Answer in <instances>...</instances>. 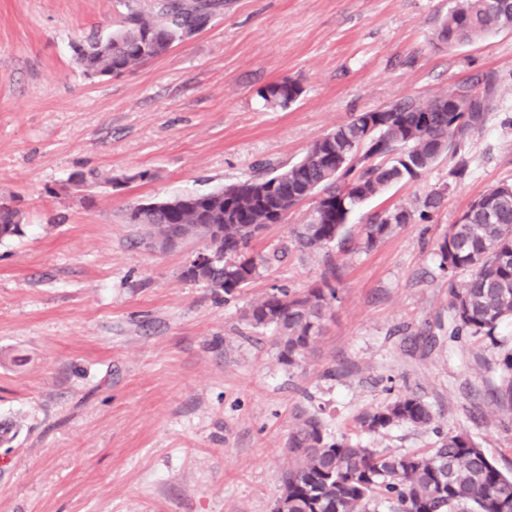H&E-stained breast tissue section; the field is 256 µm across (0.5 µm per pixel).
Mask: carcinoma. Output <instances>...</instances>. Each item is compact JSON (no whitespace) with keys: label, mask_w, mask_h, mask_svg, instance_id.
Listing matches in <instances>:
<instances>
[{"label":"carcinoma","mask_w":512,"mask_h":512,"mask_svg":"<svg viewBox=\"0 0 512 512\" xmlns=\"http://www.w3.org/2000/svg\"><path fill=\"white\" fill-rule=\"evenodd\" d=\"M157 19L132 11L124 29L102 39L92 35L73 45L88 76H121L165 54L197 32L220 0H157ZM512 29V0H456L436 33L452 48L485 34ZM302 94L299 83L274 81L260 96L270 108L286 107ZM487 96L457 87L427 101L404 97L383 112H359L351 121L315 140L292 164L267 162L246 180L205 193L180 196L174 207L141 203L129 207L127 223L142 239L169 249L189 239L206 243L210 264L190 263L183 276L205 283L215 295L232 297L288 248L268 256L251 253V242L271 224H283L302 201L321 208L290 235L305 250L349 242V216L386 188L415 180L485 121ZM376 129L366 134L368 123ZM441 198L426 197L413 209L376 213L360 227L368 249L399 226L428 221ZM23 233L20 211L0 203V241ZM439 268L448 275V336L494 338L512 319V185H499L475 199L436 244ZM335 267L303 291L274 286L250 304L244 318L276 336L280 361L295 365L321 332L337 296ZM501 384L489 402L512 421V349L499 360ZM433 415L426 403L401 394L359 419L377 432L408 425L426 429ZM288 468L279 500L288 512H512V475L501 471L465 433H448L434 448L393 453L368 448L327 432L316 411L296 409L285 446Z\"/></svg>","instance_id":"carcinoma-1"}]
</instances>
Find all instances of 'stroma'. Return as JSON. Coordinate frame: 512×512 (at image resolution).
<instances>
[{"label": "stroma", "instance_id": "obj_1", "mask_svg": "<svg viewBox=\"0 0 512 512\" xmlns=\"http://www.w3.org/2000/svg\"><path fill=\"white\" fill-rule=\"evenodd\" d=\"M154 4L0 0V201L24 225L0 242V423L13 433L0 444V512H274L299 405L323 408L332 434L399 453L462 431L512 472V422L487 402L512 325L492 339L413 340L448 315L436 243L473 200L512 184V31L446 49L436 31L454 0H224L162 57L86 76L73 43L132 11L154 20ZM284 78L301 97L265 107L260 90ZM459 85L489 91L483 126L360 206L348 229L433 194L441 208L372 249L290 245L307 199L252 243L286 257L226 300L182 275L203 241L149 249L125 221L129 205L296 162L354 114ZM461 162L465 176L452 177ZM88 170L101 183H69ZM329 261L337 298L285 366L244 311L271 286L313 285ZM405 393L428 404L431 426L360 427Z\"/></svg>", "mask_w": 512, "mask_h": 512}]
</instances>
